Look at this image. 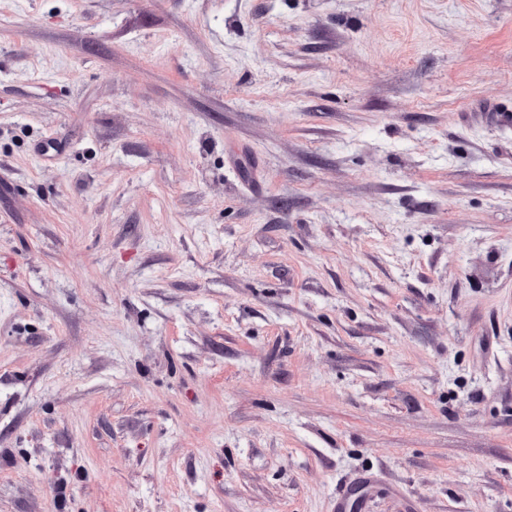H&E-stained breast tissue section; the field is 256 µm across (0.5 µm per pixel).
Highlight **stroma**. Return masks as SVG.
I'll return each mask as SVG.
<instances>
[{
    "label": "stroma",
    "instance_id": "35a3bbf8",
    "mask_svg": "<svg viewBox=\"0 0 512 512\" xmlns=\"http://www.w3.org/2000/svg\"><path fill=\"white\" fill-rule=\"evenodd\" d=\"M512 0H0V512H512Z\"/></svg>",
    "mask_w": 512,
    "mask_h": 512
}]
</instances>
